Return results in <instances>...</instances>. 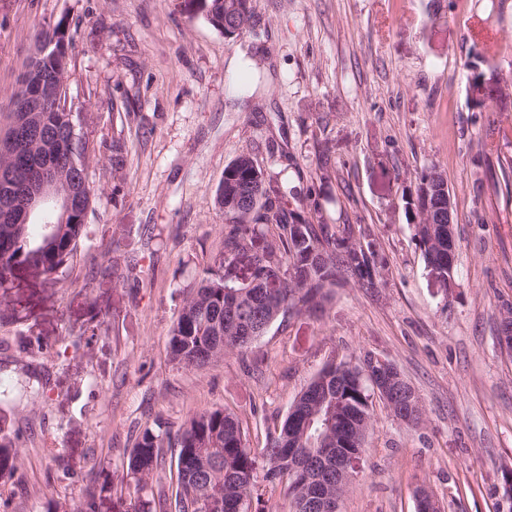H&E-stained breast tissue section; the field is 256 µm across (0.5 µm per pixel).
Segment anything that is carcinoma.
I'll use <instances>...</instances> for the list:
<instances>
[{
	"label": "carcinoma",
	"mask_w": 512,
	"mask_h": 512,
	"mask_svg": "<svg viewBox=\"0 0 512 512\" xmlns=\"http://www.w3.org/2000/svg\"><path fill=\"white\" fill-rule=\"evenodd\" d=\"M203 11L217 29H224L226 4L235 0H203ZM11 111L0 115V138L15 137L13 146L0 149V283L22 266H33L54 275L77 256L87 237V215L92 188L72 183L70 173L85 171L88 146L78 138L62 154H55L76 122L58 98L47 112L28 118L19 111L13 94ZM53 162L74 192V205L66 221L60 211H37L25 224L17 223V209L36 188L39 170ZM261 169L253 158L241 154L224 168L216 204L224 210V252L208 267L196 287L183 300L170 338L171 360L178 365L202 368L224 357L229 350H246L258 338L256 326L293 313L321 314L336 276L352 274L364 288L380 283L378 254L370 243L352 240V230L338 235L327 224H315L303 211L260 190ZM275 228L276 234L261 251L254 250L258 228ZM425 262L432 261L427 227L414 226ZM250 256V281L240 285L229 279L226 264ZM353 368L336 375V363L326 364L307 389L293 402L278 434L267 437L259 451L247 448L239 420L222 409L192 413L177 436L175 483L171 492L144 500L135 512H240L239 502H262L264 489L257 483V469L265 481L283 480L288 470L308 467L316 448H334L344 438L353 451H365L373 390L365 375L366 360L347 361ZM339 401L346 419L341 431L321 434L332 402ZM168 433L145 429L122 464V478L137 491L160 469L165 459ZM293 512H307L302 503L310 488L288 483Z\"/></svg>",
	"instance_id": "obj_1"
}]
</instances>
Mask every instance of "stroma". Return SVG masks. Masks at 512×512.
Masks as SVG:
<instances>
[{"label": "stroma", "mask_w": 512, "mask_h": 512, "mask_svg": "<svg viewBox=\"0 0 512 512\" xmlns=\"http://www.w3.org/2000/svg\"><path fill=\"white\" fill-rule=\"evenodd\" d=\"M230 39L196 0H0V113L39 32L67 23V106L89 143L94 190L82 255L53 277L0 284V512H129L121 479L144 429L178 433L204 409L234 414L249 447L278 433L330 361L393 362L419 424L381 400L342 512H512V0H252ZM241 67L231 68L232 58ZM479 69L492 111L473 110ZM125 144L112 173V140ZM248 153L269 195L352 225L383 259L379 287L337 284L322 316L274 322L248 350L198 370L169 357L184 295L224 250L215 203ZM437 166L454 201L453 285L414 238L418 174Z\"/></svg>", "instance_id": "1"}]
</instances>
